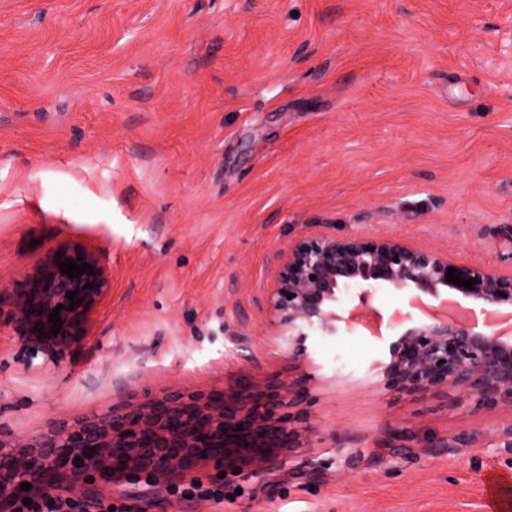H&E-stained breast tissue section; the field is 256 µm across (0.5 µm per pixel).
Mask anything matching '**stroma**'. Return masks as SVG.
I'll list each match as a JSON object with an SVG mask.
<instances>
[{"label":"stroma","instance_id":"obj_1","mask_svg":"<svg viewBox=\"0 0 512 512\" xmlns=\"http://www.w3.org/2000/svg\"><path fill=\"white\" fill-rule=\"evenodd\" d=\"M317 222L512 270V0H0L1 435L146 390L294 382L263 290ZM66 242L109 286L83 338L51 346L10 294ZM391 335L314 342L294 446L266 469L104 496L120 512H484L482 476L512 475V408L347 380ZM194 478L223 502L172 494Z\"/></svg>","mask_w":512,"mask_h":512}]
</instances>
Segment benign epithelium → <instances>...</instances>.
Masks as SVG:
<instances>
[{
    "mask_svg": "<svg viewBox=\"0 0 512 512\" xmlns=\"http://www.w3.org/2000/svg\"><path fill=\"white\" fill-rule=\"evenodd\" d=\"M57 251L61 256L51 254L26 274L11 303L26 334L65 346L81 339L108 277L95 251L71 244ZM65 260L89 263L93 274L71 279L60 272ZM274 266L264 294L275 327L273 347L289 360L313 361L317 339L374 332L381 317L378 292L404 291L410 311L391 327L410 326L367 361L360 379L399 395L451 386L490 406L512 407V326L492 329L495 314L512 310V272L453 261L385 235L347 237L323 230L309 231L278 251ZM450 267L477 284L469 289L448 282ZM59 305L58 330L48 318ZM477 310L487 317L481 327ZM300 390L299 383L260 387L242 381L191 396L145 390L24 441L0 434V512H15L21 499L38 492L90 496L134 474L182 475L213 462L263 468L288 447V415L281 409ZM24 482L32 488L21 490Z\"/></svg>",
    "mask_w": 512,
    "mask_h": 512,
    "instance_id": "benign-epithelium-1",
    "label": "benign epithelium"
}]
</instances>
